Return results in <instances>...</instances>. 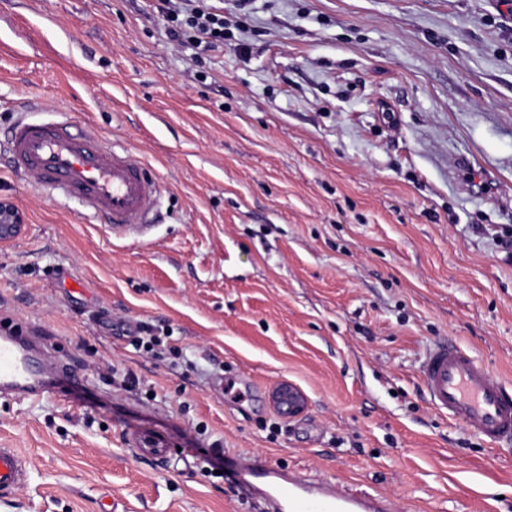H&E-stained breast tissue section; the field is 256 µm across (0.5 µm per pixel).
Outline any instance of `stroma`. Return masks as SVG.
<instances>
[{"instance_id": "1", "label": "stroma", "mask_w": 512, "mask_h": 512, "mask_svg": "<svg viewBox=\"0 0 512 512\" xmlns=\"http://www.w3.org/2000/svg\"><path fill=\"white\" fill-rule=\"evenodd\" d=\"M156 5L0 0V129L41 103L160 183L126 234L0 160V319L82 381L0 397L30 462L0 512H259L214 448L395 512H512V447L419 374L449 339L512 388V0H207L211 48ZM144 431L169 469L129 453ZM21 226L19 211L12 204L0 200V242L15 237ZM274 399L278 409L288 417H294L305 409L306 401L303 393L290 383L280 384Z\"/></svg>"}]
</instances>
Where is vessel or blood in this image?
<instances>
[{
	"instance_id": "1",
	"label": "vessel or blood",
	"mask_w": 512,
	"mask_h": 512,
	"mask_svg": "<svg viewBox=\"0 0 512 512\" xmlns=\"http://www.w3.org/2000/svg\"><path fill=\"white\" fill-rule=\"evenodd\" d=\"M0 150L30 183L80 199L91 215L117 231L141 225L158 193L155 177L129 148L106 147L95 130H73L66 119L12 121ZM420 375L435 410L487 443L512 444V390L473 354L454 343H436ZM42 386L33 377L28 344L0 325V393H33ZM132 447L157 467L171 461L170 449L154 437L140 436ZM27 474L18 449L0 448V495L18 489ZM230 481L265 503L268 512H391L383 497L314 482L257 457L235 461Z\"/></svg>"
}]
</instances>
